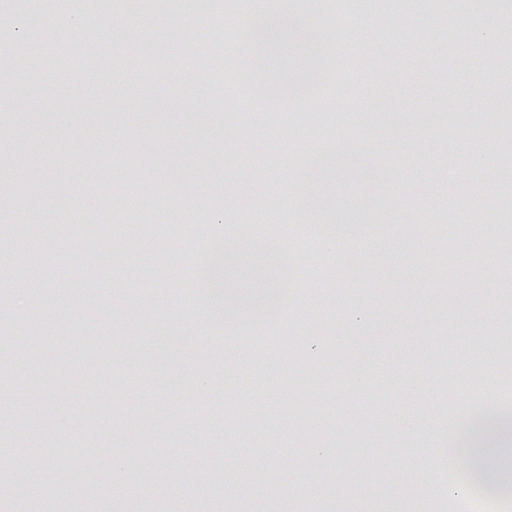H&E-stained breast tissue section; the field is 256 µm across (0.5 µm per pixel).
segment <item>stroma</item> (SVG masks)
Listing matches in <instances>:
<instances>
[{"label":"stroma","instance_id":"1","mask_svg":"<svg viewBox=\"0 0 512 512\" xmlns=\"http://www.w3.org/2000/svg\"><path fill=\"white\" fill-rule=\"evenodd\" d=\"M361 34L342 49L343 70L327 98L340 111H298L267 100V124L288 130V148L244 138L255 101L225 85L209 106L206 69L184 44L196 33L221 43L216 15L182 13L173 0H30L18 14L0 0V512H59L87 486L88 512H458L462 497L485 512H512V478L476 482L473 462L446 459L449 479L413 471L457 432L449 417L512 403V267L500 246L448 241L457 185L481 192L487 209L501 156L498 65L475 80L465 43L446 53L449 17L498 28L512 0L467 11L458 0H351ZM41 41L39 54L8 59L4 37ZM387 49L378 87L369 57ZM139 73L124 78L130 56ZM34 69L41 85L16 83ZM111 69V85L97 78ZM355 138L387 172L377 199L386 224L354 228L351 245L320 252L283 295L292 323H225L221 306L182 300L178 278L201 267L224 236L268 234L281 221L301 155ZM447 139L448 149L434 144ZM484 166L471 162L472 152ZM261 163L271 187L246 197L242 158ZM332 210H356L362 192L344 173L317 187ZM172 215L173 236L143 257L128 232ZM115 224L89 238V227ZM136 276H128L130 266ZM271 282L243 255L224 278L232 310ZM84 312L85 328L65 325ZM239 337L235 347L225 332ZM493 379L474 388L471 377ZM96 412L81 416L86 394ZM267 422L266 468H245L250 437L220 456L238 414ZM153 485L138 478L139 467ZM101 479L86 483L84 471Z\"/></svg>","mask_w":512,"mask_h":512}]
</instances>
